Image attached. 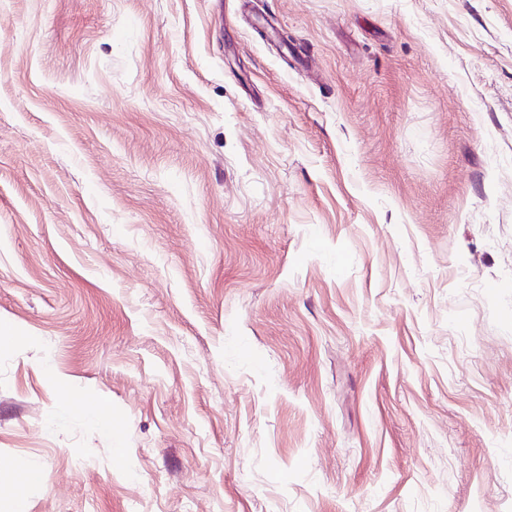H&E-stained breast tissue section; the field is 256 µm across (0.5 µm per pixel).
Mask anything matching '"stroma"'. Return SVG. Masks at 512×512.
I'll list each match as a JSON object with an SVG mask.
<instances>
[{"instance_id":"stroma-1","label":"stroma","mask_w":512,"mask_h":512,"mask_svg":"<svg viewBox=\"0 0 512 512\" xmlns=\"http://www.w3.org/2000/svg\"><path fill=\"white\" fill-rule=\"evenodd\" d=\"M0 326V512H512V0H0Z\"/></svg>"}]
</instances>
